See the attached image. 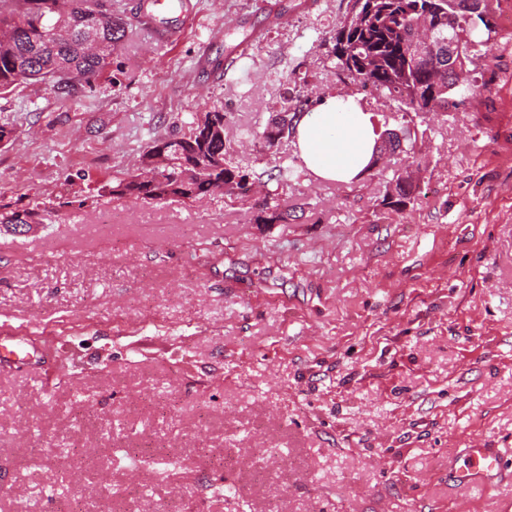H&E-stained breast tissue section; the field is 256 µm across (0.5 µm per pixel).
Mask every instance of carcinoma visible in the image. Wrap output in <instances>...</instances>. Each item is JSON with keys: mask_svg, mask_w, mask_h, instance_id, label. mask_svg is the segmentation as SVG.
Segmentation results:
<instances>
[{"mask_svg": "<svg viewBox=\"0 0 512 512\" xmlns=\"http://www.w3.org/2000/svg\"><path fill=\"white\" fill-rule=\"evenodd\" d=\"M350 7L365 13L364 23L352 28L342 23L336 31L333 47L334 69L341 80L360 83L384 95L398 112H446L451 104L448 91V67L465 65L464 60L448 59V41L461 40L467 48L487 44L494 32L485 0L480 8L456 11L453 0H349ZM423 20L433 29L438 41L431 54L418 60L409 56V45L416 24ZM68 29V37L57 41L55 27ZM13 31L10 40L0 41V95L10 93L28 80L51 83L72 94L108 73L115 46L126 36L127 22L107 12V0H0V28ZM93 38L101 46L91 53L86 46ZM167 147L172 164L162 172L155 185L140 181L139 174L126 173L103 191L116 196H134L146 202L179 199L196 201L214 193V187L232 174L241 175L239 199L252 203L258 224H285L288 204L282 198L286 172L266 186L262 198L250 194L252 182L236 167L226 163L228 148L221 138L200 140L199 133L177 138L158 137L149 148ZM206 152L219 159L208 171L187 181L180 160L196 152ZM416 187L404 176L395 179L392 204L407 206ZM49 212L37 202L17 211H0V225L6 228L37 224Z\"/></svg>", "mask_w": 512, "mask_h": 512, "instance_id": "cac0c4a2", "label": "carcinoma"}]
</instances>
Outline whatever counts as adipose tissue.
<instances>
[{"label":"adipose tissue","mask_w":512,"mask_h":512,"mask_svg":"<svg viewBox=\"0 0 512 512\" xmlns=\"http://www.w3.org/2000/svg\"><path fill=\"white\" fill-rule=\"evenodd\" d=\"M378 134L369 113L351 98L326 94L297 121L294 145L314 176L347 182L375 156Z\"/></svg>","instance_id":"obj_1"}]
</instances>
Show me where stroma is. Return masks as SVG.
Segmentation results:
<instances>
[{
    "label": "stroma",
    "mask_w": 512,
    "mask_h": 512,
    "mask_svg": "<svg viewBox=\"0 0 512 512\" xmlns=\"http://www.w3.org/2000/svg\"><path fill=\"white\" fill-rule=\"evenodd\" d=\"M191 2L171 42L129 23L91 88L0 96V209L55 204L0 227V324L39 350L0 365V512H67L85 476L98 512H512L511 475L448 476L477 439L512 467V0L464 68L481 94L406 115L336 77L348 0ZM327 92L425 138L348 184L255 139ZM214 108L227 162L294 168L287 223L221 194L99 196ZM308 103V98L304 96H295L291 99L286 98L284 101V110L287 112H278L275 118L265 128V135H271L272 138L263 136L264 143L269 148L276 147L283 139L288 137L287 131L288 126L291 122L290 112L293 115L298 116L300 112H303ZM288 110L290 112H288Z\"/></svg>",
    "instance_id": "stroma-1"
}]
</instances>
